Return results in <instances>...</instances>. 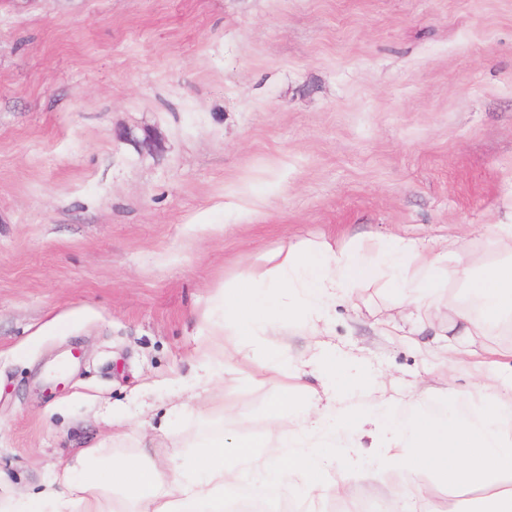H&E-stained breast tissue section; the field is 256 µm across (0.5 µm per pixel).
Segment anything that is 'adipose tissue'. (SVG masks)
<instances>
[{"mask_svg": "<svg viewBox=\"0 0 512 512\" xmlns=\"http://www.w3.org/2000/svg\"><path fill=\"white\" fill-rule=\"evenodd\" d=\"M490 255L432 253L417 240L394 236L376 253L328 242L300 243L269 255L221 295L224 318L205 331L217 353H203L196 379L215 366L231 368L248 346L278 335L293 316L314 339L306 366L275 370L269 380L281 397L270 407L265 424L294 426L298 451L270 460L262 478L248 487L251 498L281 495L293 473L302 477L306 501L333 493L352 497L350 484L331 479L334 456L356 451L364 439L382 451L383 465L401 469L407 484L387 498V512H404L408 499L428 498L435 486L477 490L483 512H512V361L505 351L487 348L473 358L465 340L488 326L512 327V224H500L490 240ZM391 288L398 306L425 311L431 319L450 312L454 320L448 341V369L478 380L480 401L456 409L446 421L414 417L395 420L386 386L369 418L368 434L355 432L360 418L349 404H337L336 389L307 392V407L295 413L287 399L292 383L306 377L307 367L323 374L334 370L336 357L323 337L338 299L375 283ZM459 291H452V284ZM259 437L237 441L234 464L224 460L223 446L201 453L185 470L164 472L149 462H117L99 448L80 453L65 469L63 488L53 484L39 492L18 493L0 500V512H224V494L239 489L244 469L262 447Z\"/></svg>", "mask_w": 512, "mask_h": 512, "instance_id": "1", "label": "adipose tissue"}]
</instances>
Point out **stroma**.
<instances>
[{
	"label": "stroma",
	"mask_w": 512,
	"mask_h": 512,
	"mask_svg": "<svg viewBox=\"0 0 512 512\" xmlns=\"http://www.w3.org/2000/svg\"><path fill=\"white\" fill-rule=\"evenodd\" d=\"M494 224H512V0H0V495L107 442L174 469L170 432L187 458L253 434L279 455L280 393L253 370L309 357L298 324L209 391L177 385L223 287L301 241L481 254ZM327 341L361 411L358 368L404 419L478 394L382 285L337 303ZM379 455L333 462L358 512L402 481Z\"/></svg>",
	"instance_id": "1"
}]
</instances>
